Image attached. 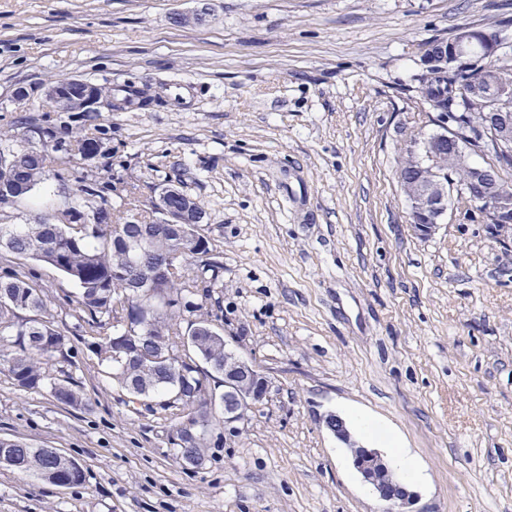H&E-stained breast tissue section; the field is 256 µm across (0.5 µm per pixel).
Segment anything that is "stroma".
<instances>
[{
	"mask_svg": "<svg viewBox=\"0 0 512 512\" xmlns=\"http://www.w3.org/2000/svg\"><path fill=\"white\" fill-rule=\"evenodd\" d=\"M0 0V132L37 143L44 120L102 131L105 154L71 165L110 187L173 185L200 203L224 265L198 316L271 378L239 431L216 419L203 464L185 468L157 396L127 403L77 332V289L31 263L69 336L49 374L77 385L65 407L15 387L0 340V436L58 448L83 465L59 487L0 466V512H381L371 484L325 426L347 411L389 455L397 440L421 479L417 512H512V236L449 197L418 235L396 171L410 138L432 133L416 105L426 42L501 25L512 0ZM81 76L148 89L147 109L47 112L50 82ZM31 90L28 102L15 90ZM57 180L12 208L17 224L63 209Z\"/></svg>",
	"mask_w": 512,
	"mask_h": 512,
	"instance_id": "35a3bbf8",
	"label": "stroma"
}]
</instances>
